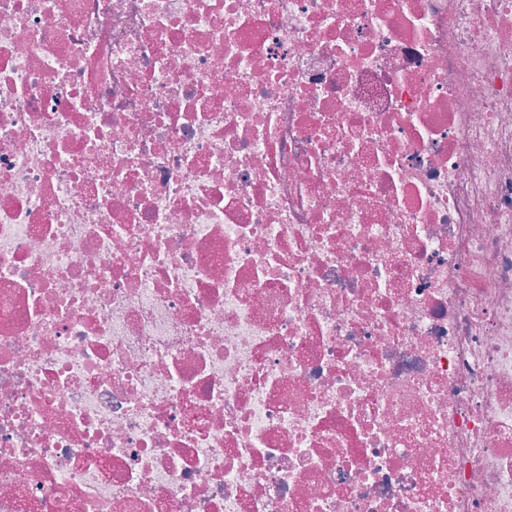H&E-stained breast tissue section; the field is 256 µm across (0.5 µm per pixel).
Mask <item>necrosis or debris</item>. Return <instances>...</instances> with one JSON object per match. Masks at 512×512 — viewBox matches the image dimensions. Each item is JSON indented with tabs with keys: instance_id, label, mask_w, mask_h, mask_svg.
<instances>
[{
	"instance_id": "obj_1",
	"label": "necrosis or debris",
	"mask_w": 512,
	"mask_h": 512,
	"mask_svg": "<svg viewBox=\"0 0 512 512\" xmlns=\"http://www.w3.org/2000/svg\"><path fill=\"white\" fill-rule=\"evenodd\" d=\"M0 512H512V0H0Z\"/></svg>"
}]
</instances>
